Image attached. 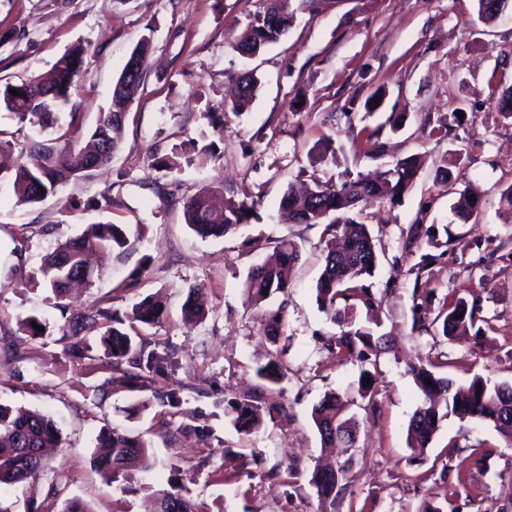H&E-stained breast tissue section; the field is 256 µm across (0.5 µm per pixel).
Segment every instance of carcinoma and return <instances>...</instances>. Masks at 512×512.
<instances>
[{
  "label": "carcinoma",
  "mask_w": 512,
  "mask_h": 512,
  "mask_svg": "<svg viewBox=\"0 0 512 512\" xmlns=\"http://www.w3.org/2000/svg\"><path fill=\"white\" fill-rule=\"evenodd\" d=\"M512 0H476L478 18L484 23L496 20L501 8ZM290 0H269L256 12L242 32L237 48L245 55H254L273 44L288 31L293 15ZM150 40H142L134 49L140 59L137 74L122 70L112 92V110L100 113L97 126L83 133L77 113H70V122L55 141V145L32 141L21 151V162L12 172L0 170V183H10L20 205H35L54 193L61 177L78 178L109 164L121 140L126 109L143 85ZM83 49L64 54L57 62L50 82L30 79L21 84L0 85V106L22 122L43 129L54 125V109L70 102L71 89L84 70ZM259 82L253 75L238 81V101L255 96ZM421 169V159L412 155L396 161L381 178L373 180L361 175L336 184L315 182L298 193L287 189L280 202L282 209L299 224H323L331 239L326 241L322 271L315 284L319 308L331 321L342 323L339 335L330 338L329 346L345 359L366 357L374 350L389 348L383 334L365 324L357 323L348 311L338 307V300L359 297L372 305L365 281L374 275L377 266L375 239L368 225L356 221L350 214L363 202L382 200L396 202L413 187ZM253 205L224 197L223 192L205 188L183 203L187 226L201 238H220L236 232L250 218ZM453 214L466 223L481 211L478 197L461 191L451 205ZM127 244L123 224H89L81 234L65 239L46 255L42 272L54 295L66 298L70 284L76 280L90 283L93 272L86 256L92 251L122 249ZM301 257L299 246L288 238L277 241L269 260L253 265L244 280L247 300L260 306L270 296H288L290 273ZM198 289H190L183 305V316L201 320L205 310L197 303ZM285 303L262 313L263 331L276 343L281 335ZM476 305L462 297L443 304L434 322L441 323L442 334L453 336L474 320ZM164 305L155 298L135 304L122 315L110 308H88L65 318L60 326L65 356L76 360L99 361L112 370V382L147 389L154 382L152 374L164 369L167 358L149 349L150 341L136 331L138 326H154L161 322ZM47 327L42 317L31 313L19 320L22 331L36 337L41 332L34 325ZM432 362H413L408 369L423 402L413 412L408 436L410 447L426 448L433 441L442 420L453 414L460 419H474L493 427L508 446H512V384L500 383L491 377L476 376L468 384L459 385L453 379L432 370ZM260 378L280 384L284 379L275 362L260 367ZM347 406L334 392H327L313 407L312 419L323 446H336V429L342 427L355 434L356 424L346 416ZM235 424L248 433L260 426L264 410L257 400L246 399L235 406ZM60 430L47 415L22 407L0 404V484L23 486L36 479L43 469L44 449L58 445ZM149 444L141 436L107 426L98 435L94 466L105 478L134 468L150 466ZM344 469L330 463L315 465L311 484L317 497L333 504L346 489L342 484ZM66 485L52 481L42 502L28 499L23 512H52L58 500H63L60 512H91L88 504L78 497H63ZM156 512H193L191 500L181 490L171 488L159 493Z\"/></svg>",
  "instance_id": "obj_1"
}]
</instances>
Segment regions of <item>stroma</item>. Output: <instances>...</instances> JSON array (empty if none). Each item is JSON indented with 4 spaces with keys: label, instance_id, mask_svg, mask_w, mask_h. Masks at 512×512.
<instances>
[{
    "label": "stroma",
    "instance_id": "1",
    "mask_svg": "<svg viewBox=\"0 0 512 512\" xmlns=\"http://www.w3.org/2000/svg\"><path fill=\"white\" fill-rule=\"evenodd\" d=\"M265 3L0 0V79L18 84L48 74L74 47L87 50L85 73L56 113L62 126L76 112L84 129L95 128L131 52L151 41L144 85L110 164L63 180L34 206L0 189V344L21 353L0 358V403L51 416L62 435L32 489L41 497L52 479L62 480L66 496L93 512H150L155 493L172 485L186 489L194 512H422L428 504L498 512L512 492V448L491 425L452 415L428 448H409L408 422L422 395L406 361L432 359L438 375L460 384L477 375L512 383V212L500 204L512 185V122L489 98L512 87V9L487 26L475 0H291L287 35L241 54L237 39ZM247 72L260 88L233 108ZM378 88L384 103L367 111ZM394 112L406 117L397 132L386 123ZM328 141L334 158L315 161ZM414 154L424 163L413 188L399 203L364 209L377 238L373 303L348 302L357 322H379L392 348L366 361L342 358L329 346L340 327L315 297L325 227L288 221L280 199L288 184H334ZM165 158L173 168L162 167ZM443 165L452 172L445 184L437 176ZM209 187L253 203L245 226L218 239L187 227L184 199ZM466 187L478 191L482 210L463 223L450 206ZM98 221L126 225L127 244L97 259L92 287L73 291L72 305L125 312L160 297L165 317L142 333L174 354L154 388L113 384L103 400L93 389L112 372L63 355V320L41 272L58 242ZM415 224L428 240L409 248ZM284 237L301 259L287 301L267 303L285 309L274 344L242 281ZM192 286L208 309L197 322L182 314ZM453 297L476 303L486 328L457 340L419 331ZM30 313L46 319V336L19 332L18 317ZM272 360L285 374L278 385L256 374ZM365 370L373 394L364 399ZM170 389L180 407L157 398ZM329 391L348 402L357 442L334 451L348 487L325 509L310 483L323 452L311 411ZM251 398L271 414L248 434L232 406ZM106 425L151 442L149 471L98 474L93 452ZM480 446L491 456L470 460Z\"/></svg>",
    "mask_w": 512,
    "mask_h": 512
}]
</instances>
